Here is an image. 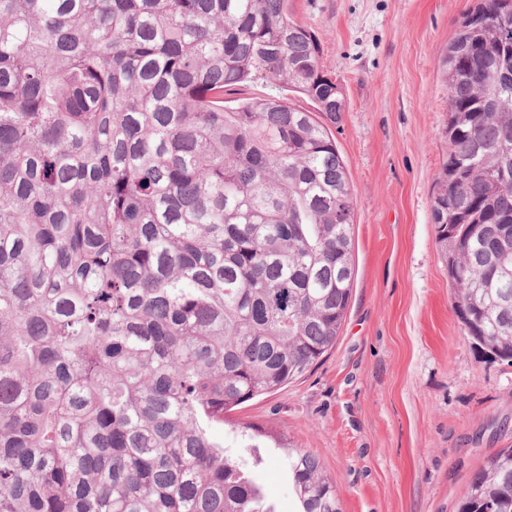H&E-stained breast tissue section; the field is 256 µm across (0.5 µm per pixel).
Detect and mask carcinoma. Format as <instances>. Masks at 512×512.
Instances as JSON below:
<instances>
[{"label":"carcinoma","instance_id":"1","mask_svg":"<svg viewBox=\"0 0 512 512\" xmlns=\"http://www.w3.org/2000/svg\"><path fill=\"white\" fill-rule=\"evenodd\" d=\"M506 25L480 0L448 44L432 218L465 331L512 362ZM319 53L288 0H0V512H272L265 435L240 455L213 428L316 364L351 298ZM274 447L298 512H340L314 455ZM457 512H512V446Z\"/></svg>","mask_w":512,"mask_h":512}]
</instances>
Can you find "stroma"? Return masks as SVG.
Instances as JSON below:
<instances>
[{"instance_id":"obj_1","label":"stroma","mask_w":512,"mask_h":512,"mask_svg":"<svg viewBox=\"0 0 512 512\" xmlns=\"http://www.w3.org/2000/svg\"><path fill=\"white\" fill-rule=\"evenodd\" d=\"M478 0H288L345 110L332 134L354 206L352 297L335 345L278 391L224 416L319 458L342 512H456L472 474L512 445V364L471 345L432 220L448 157L444 57ZM258 470L295 512L279 451Z\"/></svg>"}]
</instances>
